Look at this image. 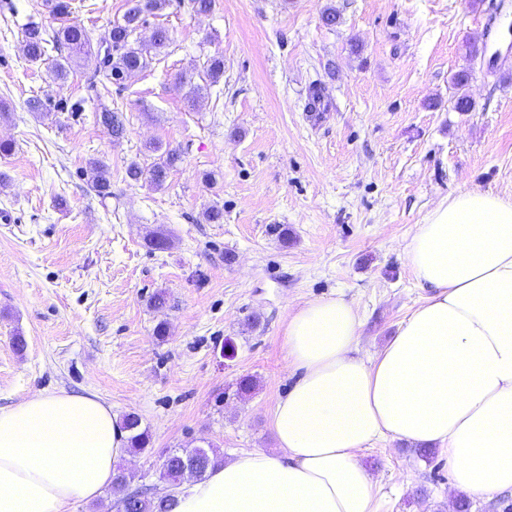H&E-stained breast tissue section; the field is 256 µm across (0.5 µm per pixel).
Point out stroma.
I'll return each mask as SVG.
<instances>
[{
	"mask_svg": "<svg viewBox=\"0 0 512 512\" xmlns=\"http://www.w3.org/2000/svg\"><path fill=\"white\" fill-rule=\"evenodd\" d=\"M131 5L93 0L73 19L97 44ZM32 21L50 24L46 0H0V140L13 144L0 155L13 217L0 223V408L64 390L137 414L150 444L118 463L129 489L163 493L177 448L228 460L275 447L291 315L344 297L358 356L374 355L426 295L403 259L415 225L465 189L512 197V54L489 66L467 49L501 42L512 0H215L208 13L172 0L138 31L145 43L164 27L169 44L94 94L83 62L55 80L57 50L26 59ZM462 69L471 112L449 104ZM105 106L123 113L120 141L95 121ZM169 150L182 160L162 186L127 177ZM92 158L111 197L92 188ZM214 206L221 222L204 218ZM160 231L164 249L148 242ZM360 462L379 512H447L441 452L382 440Z\"/></svg>",
	"mask_w": 512,
	"mask_h": 512,
	"instance_id": "stroma-1",
	"label": "stroma"
}]
</instances>
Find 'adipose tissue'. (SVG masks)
Instances as JSON below:
<instances>
[{"label":"adipose tissue","instance_id":"obj_1","mask_svg":"<svg viewBox=\"0 0 512 512\" xmlns=\"http://www.w3.org/2000/svg\"><path fill=\"white\" fill-rule=\"evenodd\" d=\"M404 259L429 296L372 357L343 297L285 330L299 376L280 398L274 452L255 450L172 489L173 512H377L359 455L382 438L437 447L453 489L512 492V200L466 189L415 225ZM129 433L98 396L40 391L0 409V512H70L100 498Z\"/></svg>","mask_w":512,"mask_h":512}]
</instances>
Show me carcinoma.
Returning <instances> with one entry per match:
<instances>
[{"mask_svg": "<svg viewBox=\"0 0 512 512\" xmlns=\"http://www.w3.org/2000/svg\"><path fill=\"white\" fill-rule=\"evenodd\" d=\"M133 5L125 12L122 20L111 25L107 37L103 40L107 50L92 51L90 39L85 31L69 22L72 14L71 0H52L50 12L58 20V26L50 30L36 22L27 24L24 30L26 55L30 62L42 60L46 49L52 46L58 50L66 49L77 58L94 63L90 88L98 90V84L121 85L132 73L141 71L149 65L148 51L134 43L137 30L147 22V17L156 14L170 5L171 0H132ZM470 72L460 70L453 75L454 94L450 98L451 108L456 112H470L474 102L467 93ZM100 124L112 138L120 139L125 131L123 113L104 109L97 115ZM180 160V154L174 150L165 152V156L149 170L150 181L160 186L165 182L168 171ZM89 166L94 173L95 191L106 197L112 195L108 165L101 159H92ZM123 428L130 432L131 448L142 452L149 444L148 431L141 428V420L135 414H127L122 420ZM195 457V477L203 478L212 458L209 453L199 448H182L169 453L165 458L167 480L171 484L179 482L178 474L189 457ZM116 495V512H169L167 499L160 496L143 494L139 506L129 510L132 504L131 492L121 482L113 489Z\"/></svg>", "mask_w": 512, "mask_h": 512, "instance_id": "obj_1", "label": "carcinoma"}]
</instances>
